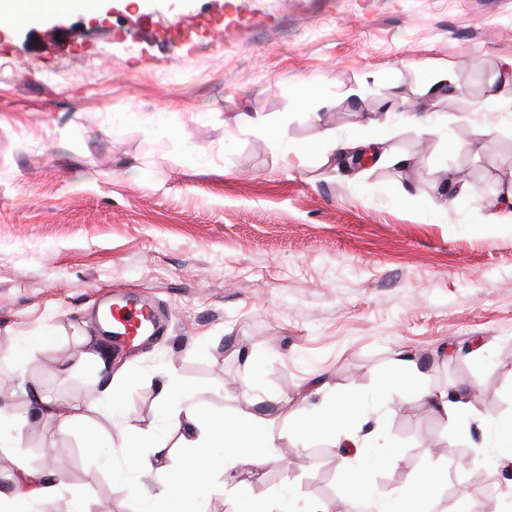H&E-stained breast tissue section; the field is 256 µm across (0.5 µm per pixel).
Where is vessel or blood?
<instances>
[{"label": "vessel or blood", "instance_id": "obj_1", "mask_svg": "<svg viewBox=\"0 0 512 512\" xmlns=\"http://www.w3.org/2000/svg\"><path fill=\"white\" fill-rule=\"evenodd\" d=\"M101 318L113 335L114 347L122 348L163 335L166 313L155 300L118 293L108 297Z\"/></svg>", "mask_w": 512, "mask_h": 512}]
</instances>
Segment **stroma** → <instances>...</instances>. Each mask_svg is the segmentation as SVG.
Instances as JSON below:
<instances>
[{"label":"stroma","mask_w":512,"mask_h":512,"mask_svg":"<svg viewBox=\"0 0 512 512\" xmlns=\"http://www.w3.org/2000/svg\"><path fill=\"white\" fill-rule=\"evenodd\" d=\"M87 36L82 17L0 24V412L31 470L60 493L41 512H95L126 501L135 473L122 453L86 451L88 429L114 444L152 429L183 431L156 405L165 377L198 391L199 409L248 411L293 442L297 409L348 393L362 404L366 484L398 496L425 469L437 512H470L471 495L512 512V470L489 445L481 410L512 418V0H109ZM195 16L189 42L181 17ZM447 74L441 93L430 73ZM317 76L330 108L313 120L298 78ZM439 116L406 121L403 102ZM393 113L383 148L409 166L356 169L319 151ZM282 127L289 150L252 130ZM233 125H225L228 117ZM465 183L447 215L433 209L445 173ZM146 290L169 309L164 336L113 359L136 375L117 414L91 411L100 385L82 364L103 347L95 315L108 289ZM47 337L37 359L20 349ZM411 357L431 393H468L458 427L410 393L383 390ZM26 378L89 411L59 422L17 412ZM258 378L245 395L243 383ZM347 449L306 443L289 467L215 476L197 512H238L248 498L288 497L291 512L346 498Z\"/></svg>","instance_id":"1"}]
</instances>
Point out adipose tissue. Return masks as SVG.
Returning a JSON list of instances; mask_svg holds the SVG:
<instances>
[{
	"mask_svg": "<svg viewBox=\"0 0 512 512\" xmlns=\"http://www.w3.org/2000/svg\"><path fill=\"white\" fill-rule=\"evenodd\" d=\"M163 410L181 415L188 428L176 443L175 467H154L142 450L152 430L139 431L128 440L125 454L140 481L133 495L154 503L156 512H192L196 497L205 489L216 469L252 471L277 458V445L266 421L250 413L208 417L195 404V392L176 378H167L157 395ZM359 403L348 396L332 398L325 409L297 415L293 432L300 438L328 436L340 448H361L366 441L358 434ZM20 481L11 491L0 493V512H39L41 501L52 497L57 487L46 477L18 462ZM448 482L444 470L417 474L405 493L380 503L377 512H433L437 493Z\"/></svg>",
	"mask_w": 512,
	"mask_h": 512,
	"instance_id": "1",
	"label": "adipose tissue"
}]
</instances>
